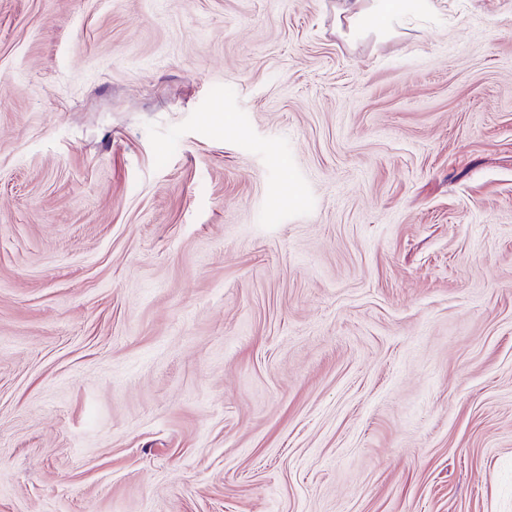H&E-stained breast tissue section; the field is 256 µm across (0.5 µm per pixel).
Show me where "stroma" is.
I'll use <instances>...</instances> for the list:
<instances>
[{"mask_svg": "<svg viewBox=\"0 0 512 512\" xmlns=\"http://www.w3.org/2000/svg\"><path fill=\"white\" fill-rule=\"evenodd\" d=\"M0 0V512H512V0ZM347 7L343 10L345 21L351 29H363L366 26V20L379 18L385 21L380 28L389 27L395 22L398 14L411 2H417L416 6L420 9L428 8L432 0H372L371 4L366 6L365 0H345Z\"/></svg>", "mask_w": 512, "mask_h": 512, "instance_id": "stroma-1", "label": "stroma"}]
</instances>
